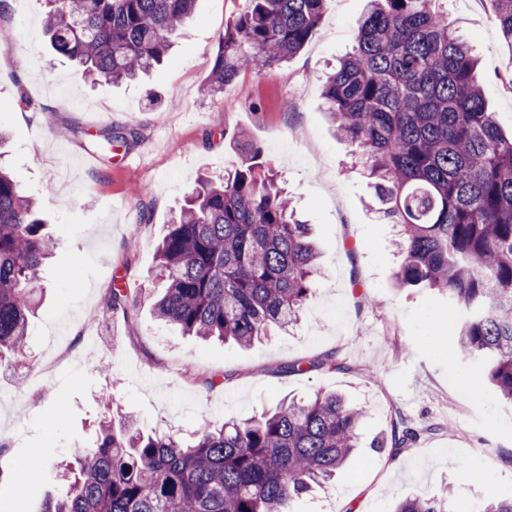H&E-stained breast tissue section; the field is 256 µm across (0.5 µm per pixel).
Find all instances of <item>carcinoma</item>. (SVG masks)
<instances>
[{
    "label": "carcinoma",
    "instance_id": "obj_1",
    "mask_svg": "<svg viewBox=\"0 0 512 512\" xmlns=\"http://www.w3.org/2000/svg\"><path fill=\"white\" fill-rule=\"evenodd\" d=\"M196 0H45L43 32L83 74L132 81L160 65ZM220 40L208 91L294 58L330 0H247ZM512 45V0H490ZM335 133L375 180L380 217L401 227L400 283L443 293L457 320L451 343L512 404V137L489 112L470 46L439 0H368L355 45L326 76ZM240 164L202 179L157 248L164 284L155 317L202 340L249 345L296 324L320 274L308 225L243 135ZM52 239L33 199L0 169V358L25 359L32 284ZM112 288L105 306L127 312ZM336 367L326 355L292 373ZM366 411L338 393L280 403L191 442L99 423L97 445L68 468L65 494L43 512H291L353 456ZM421 432L402 422L372 447L393 457ZM395 512H451L448 491L405 498Z\"/></svg>",
    "mask_w": 512,
    "mask_h": 512
}]
</instances>
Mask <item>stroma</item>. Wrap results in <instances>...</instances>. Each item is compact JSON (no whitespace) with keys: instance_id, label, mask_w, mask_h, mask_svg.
Segmentation results:
<instances>
[{"instance_id":"stroma-1","label":"stroma","mask_w":512,"mask_h":512,"mask_svg":"<svg viewBox=\"0 0 512 512\" xmlns=\"http://www.w3.org/2000/svg\"><path fill=\"white\" fill-rule=\"evenodd\" d=\"M446 2L479 58L488 107L511 135L512 90L498 76L512 72V49L488 0ZM365 5L331 0L288 64L242 75L212 97L204 85L219 40L246 0H197L164 65L120 85L85 79L51 51L41 0H10L0 20L15 34L0 51V157L36 199L55 247L33 285L29 361L17 372L0 364V512H41L47 491L64 493L60 462L94 445L104 417L186 440L205 424L318 391L345 394L368 417L357 458L327 488L296 499L293 512H339L357 485L359 512H391L401 499L445 489L455 512L512 497V407L456 357L446 298L398 286L399 228L375 213L374 189L325 112L323 78L351 50ZM107 128L134 139L97 145ZM243 133L310 224L322 275L297 326L239 347L182 335L152 304L172 212L199 176L218 179L239 164ZM116 286L130 297L124 316L101 309ZM327 353L336 369L284 370ZM403 421L423 431L412 448L395 458L371 448Z\"/></svg>"}]
</instances>
